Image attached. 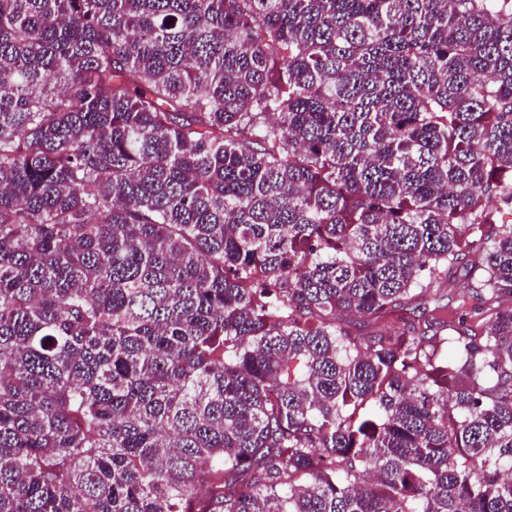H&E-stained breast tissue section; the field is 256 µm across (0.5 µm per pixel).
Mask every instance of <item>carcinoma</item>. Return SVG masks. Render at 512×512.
I'll use <instances>...</instances> for the list:
<instances>
[{
    "instance_id": "obj_1",
    "label": "carcinoma",
    "mask_w": 512,
    "mask_h": 512,
    "mask_svg": "<svg viewBox=\"0 0 512 512\" xmlns=\"http://www.w3.org/2000/svg\"><path fill=\"white\" fill-rule=\"evenodd\" d=\"M492 202L512 0H0V512H512Z\"/></svg>"
}]
</instances>
